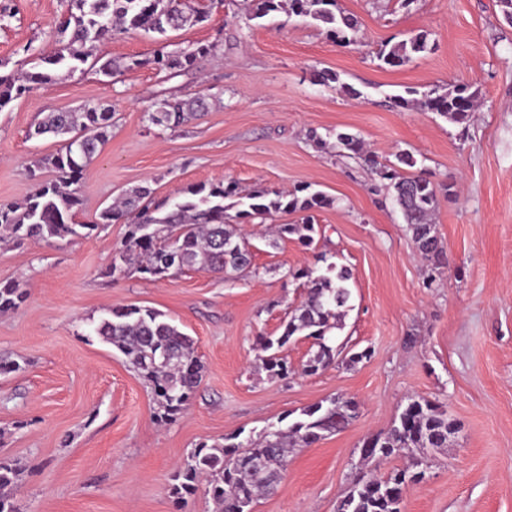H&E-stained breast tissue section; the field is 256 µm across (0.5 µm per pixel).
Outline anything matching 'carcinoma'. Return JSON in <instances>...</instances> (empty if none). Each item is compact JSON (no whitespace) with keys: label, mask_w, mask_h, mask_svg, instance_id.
<instances>
[{"label":"carcinoma","mask_w":512,"mask_h":512,"mask_svg":"<svg viewBox=\"0 0 512 512\" xmlns=\"http://www.w3.org/2000/svg\"><path fill=\"white\" fill-rule=\"evenodd\" d=\"M249 18L274 13L306 16L327 28L339 43L349 42L356 20L336 8V0H251ZM208 14L195 10L189 0H69L67 14L56 28L58 46L39 57L33 70L6 73L0 61V111L24 95L33 85L53 84L81 69L88 60L97 72L113 77L125 70L150 65L168 79L198 67L215 49L213 44L191 43L177 51L162 44L150 59L116 61L96 55L97 47L115 33L143 31L159 38L171 31L206 21ZM431 50L429 33L422 30L394 44L387 43L377 58L390 68L401 67L420 53ZM421 97H416V94ZM396 103L435 112L450 122L465 126L476 111L478 89L457 84L437 87ZM207 110L206 96L185 95L183 89L164 91L153 98L149 120L158 126L176 128ZM112 105L96 103L75 112H49L31 137L51 134L62 147L36 161L39 169L55 177L37 184L20 203L0 204V241L38 239L44 241L88 237L101 227L125 223L128 231L112 259L110 274H140L162 278L186 269L202 268L226 275L252 266V253L238 225L229 223L228 211L238 218H264L280 211H311L328 207L333 200L321 192L305 196L266 190H241L233 183L190 185L160 208L144 203L150 190L138 187L103 208L91 224L74 221L83 204L77 185L86 167L108 143L112 134ZM337 147L364 158L376 170L385 188L392 192L416 250L434 282L447 265L444 247L437 236L432 214L437 193L454 195V184L435 185L421 174H404L396 166L378 162L362 140L351 134L337 135ZM312 224H280L277 233L295 235L304 245L313 242ZM294 277L308 279L305 299L283 322L280 336L260 338L263 368L273 376L287 378L295 373L283 348L296 336L314 340L317 350L303 364L302 373L314 375L336 364L338 351L331 331L336 321L351 308L350 273L331 264L325 272L298 269ZM25 293L15 284H0V312H8L23 301ZM96 336L118 349L148 382L158 398L159 418L168 421L181 414L197 392L204 366L195 355L194 340L152 308H115L93 328ZM359 404L337 396L303 409L286 427L272 426L244 441L237 436L221 442L201 443L194 448L175 475L173 494L182 499L199 488L216 505L218 512H252L253 503L274 492L286 471L288 454L294 448L310 447L329 434L344 429L358 416ZM456 432L448 411L427 399H411L383 434L367 438L363 447L374 457L388 460L404 457L407 465L384 477H359L337 506V512H402L405 489L420 482V470L432 452L448 447ZM260 469L252 468V463ZM17 468L0 462V512H17L3 490L17 479Z\"/></svg>","instance_id":"1"}]
</instances>
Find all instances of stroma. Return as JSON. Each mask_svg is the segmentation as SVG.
Instances as JSON below:
<instances>
[{
    "instance_id": "35a3bbf8",
    "label": "stroma",
    "mask_w": 512,
    "mask_h": 512,
    "mask_svg": "<svg viewBox=\"0 0 512 512\" xmlns=\"http://www.w3.org/2000/svg\"><path fill=\"white\" fill-rule=\"evenodd\" d=\"M208 21L171 33V49L212 43L202 67L178 83L211 95L206 112L170 129L148 108L166 84L147 60L152 35L118 33L98 48L142 67L106 78L90 68L30 91L0 111V203L29 196L35 157L54 138L31 127L48 112L107 102L112 137L87 167L76 220L90 223L114 197L145 186L154 200L191 184L235 182L246 190L310 187L332 198L315 211L311 247L279 238L299 212L245 225L254 273L236 279L190 269L158 280L110 275L128 227L86 238L0 243V284L25 290L0 313V461L18 466L11 493L20 512H215L204 494L175 504L170 486L190 451L231 435L256 436L284 416L333 396L356 399L343 431L288 458L276 492L253 512H336L358 475L403 466L362 461L366 437L387 430L401 405L425 398L462 428L407 489L403 512H512V24L498 0H337L358 20L351 42L323 25L285 14L249 19L241 0H193ZM0 22V60L24 68L49 50L65 0H16ZM428 31L431 51L398 68L380 65L387 41ZM336 73L329 85L322 71ZM467 83L479 107L469 128L433 112L405 109L396 96ZM358 97L348 95V88ZM360 137L380 162L410 153L414 173L455 183L433 216L448 264L425 284L399 208L363 160L337 155V134ZM326 141L314 146L313 137ZM346 268L352 308L337 342L359 362L281 379L262 368L256 339L276 336L304 300L292 269ZM153 308L196 342L203 380L187 409L157 418L151 388L126 357L95 336L109 309Z\"/></svg>"
}]
</instances>
